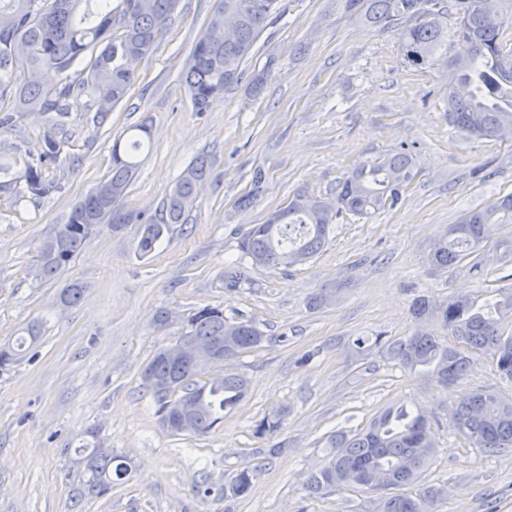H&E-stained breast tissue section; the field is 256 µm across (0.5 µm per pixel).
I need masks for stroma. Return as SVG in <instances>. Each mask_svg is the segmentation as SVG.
<instances>
[{
    "instance_id": "obj_1",
    "label": "stroma",
    "mask_w": 512,
    "mask_h": 512,
    "mask_svg": "<svg viewBox=\"0 0 512 512\" xmlns=\"http://www.w3.org/2000/svg\"><path fill=\"white\" fill-rule=\"evenodd\" d=\"M217 4L179 0L104 127L94 126L89 104L73 108L58 189L37 200L0 196V344L29 322L43 324L39 345L0 372V512H379L378 493L336 487L313 494L307 480L325 462L330 435L363 428L401 402L430 419L436 456L422 484L441 490L431 512H512V448L469 445L450 419L456 400L473 389L512 397V380L500 378L490 356L475 355L467 375L443 387L353 346L361 336L410 335L416 297H485L512 283V262L476 272L466 262L436 271L427 261L449 225L512 195V140H466L448 124L447 60L466 46L445 35L430 64L411 67L402 59L403 26L367 27L330 0H284L241 81L200 113L182 71ZM270 55L277 66L251 94ZM144 121L152 144L123 208L159 214L182 172L203 156L209 177L186 224L145 257L136 252L138 222L102 225L61 276L38 279L44 239L107 179L114 140ZM51 122L48 113H23L0 140L36 148ZM403 147L415 176L394 207L368 219L340 216L310 261L254 267L250 285L225 288L240 234L296 194L334 197L358 163ZM258 169L262 190L239 207ZM73 283L85 292L68 306L61 293ZM322 288L337 289L335 301L309 310V296ZM205 307L252 320L266 340L227 365L250 383L241 404L207 434L172 436L158 423L142 372ZM161 309L173 316L164 327L155 321ZM278 409L286 412L279 432L259 434ZM93 438L126 457L131 472L108 495L77 500L83 466L76 450ZM276 441L285 442L284 452L268 456ZM248 464L259 468L250 493L225 497V484Z\"/></svg>"
}]
</instances>
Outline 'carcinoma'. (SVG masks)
<instances>
[{"instance_id": "cac0c4a2", "label": "carcinoma", "mask_w": 512, "mask_h": 512, "mask_svg": "<svg viewBox=\"0 0 512 512\" xmlns=\"http://www.w3.org/2000/svg\"><path fill=\"white\" fill-rule=\"evenodd\" d=\"M178 0H0V129L14 125L24 112H53L55 122L43 134L38 151L14 144L0 146V194L42 198L55 191L58 157L66 139L69 115L81 99L96 106L93 121L101 128L112 108L124 101L137 80V66L149 57L158 35L166 28ZM336 8L370 27L407 26L402 46L406 63L428 61L444 37V19L456 15L454 34L470 46L465 58L448 59V122L460 133L477 139L512 135V49L503 39L504 21L488 17L484 0H334ZM283 13L281 0H219L205 31L192 45L182 78L197 112L206 111L211 98L221 95L243 76V66L271 20ZM277 65L267 58L250 90L258 93ZM60 75L53 86L40 80L42 70ZM150 139V128L140 124L126 139L112 145V171L95 189L73 206L65 223L56 226L40 248L37 276L57 278L101 224L140 221L136 250L152 253L164 233L185 223L207 179L208 161L198 157L187 167L162 205L161 217L142 219L121 211L122 200L139 166L138 156ZM412 154L402 148L383 158L366 160L344 177L336 196L312 200L296 195L263 224L250 228L238 241L239 256L224 268V287L235 290L250 283L246 264L289 268L315 256L325 245L332 223L343 213L365 217L392 207L413 176ZM23 190H18L19 184ZM512 223V196L468 212L429 255L432 267L445 270L470 258L473 268L484 264L489 230ZM415 318L440 319L453 342L418 329L398 339L377 336L379 346L403 368L448 386L468 372L466 352L488 353L500 376L512 379V336L501 332L500 322L512 315V287L495 301L480 304L469 296L445 301L421 296L414 300ZM190 335L227 343L239 355L261 346L265 336L247 319L224 317L206 307L190 319ZM40 339V324L33 322L13 343L0 345V370L20 360ZM206 367L187 366L168 358L165 349L154 354L143 371L145 388L159 422L173 436L183 434L181 420L191 404V433L202 435L235 409L248 392L247 379L226 373L200 381ZM451 419L456 432L477 448L498 452L512 448V399L494 389L480 388L460 397ZM326 462L310 477L314 492L336 486L370 491L398 490L382 500L381 512H428L437 490L415 495L401 492L421 481L431 461L435 442L428 419L406 404L391 406L365 427L336 433ZM87 480L78 496L100 497L124 480L129 465L124 457L99 445L82 459ZM258 467L246 465L224 487V496L248 494Z\"/></svg>"}]
</instances>
